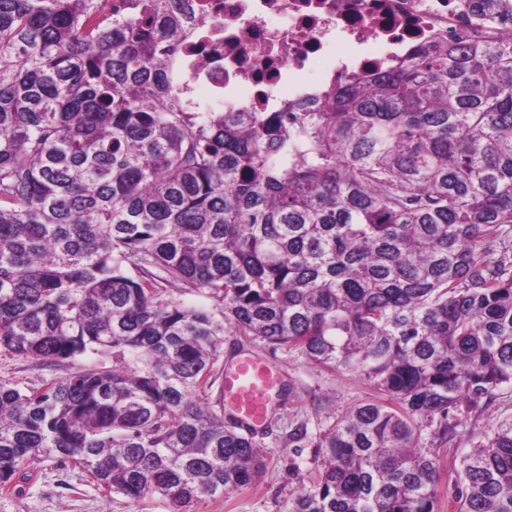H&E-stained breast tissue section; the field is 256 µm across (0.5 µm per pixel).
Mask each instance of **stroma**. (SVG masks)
Returning <instances> with one entry per match:
<instances>
[{
  "label": "stroma",
  "mask_w": 512,
  "mask_h": 512,
  "mask_svg": "<svg viewBox=\"0 0 512 512\" xmlns=\"http://www.w3.org/2000/svg\"><path fill=\"white\" fill-rule=\"evenodd\" d=\"M246 354L268 360L281 371L288 391L274 406L271 424L257 441L266 467L256 487L223 497H204L193 512H283L284 503L322 467L312 446L331 423L332 413H345L364 400L378 398L379 392L364 374L344 368L316 367L296 351L275 349L257 340L225 337L224 357ZM65 370L46 369L37 361L0 352V383L21 388L40 387L50 378H64ZM512 418V389L499 392L492 403L461 407L451 440L426 428L421 448L437 462V512H455L456 500L464 488L460 460L481 436L494 433L499 424ZM306 424L308 437L295 442L291 431ZM29 478L21 492L0 490V512H169L167 503L150 496L133 503L123 496H104L84 473L53 459L36 461L28 467Z\"/></svg>",
  "instance_id": "1"
}]
</instances>
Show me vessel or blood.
Segmentation results:
<instances>
[{
  "label": "vessel or blood",
  "mask_w": 512,
  "mask_h": 512,
  "mask_svg": "<svg viewBox=\"0 0 512 512\" xmlns=\"http://www.w3.org/2000/svg\"><path fill=\"white\" fill-rule=\"evenodd\" d=\"M280 385V375L272 363L252 357L238 358L224 368V409L239 421L244 432H253L266 423Z\"/></svg>",
  "instance_id": "b4317fda"
}]
</instances>
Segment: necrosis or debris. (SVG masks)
Returning a JSON list of instances; mask_svg holds the SVG:
<instances>
[{"mask_svg":"<svg viewBox=\"0 0 512 512\" xmlns=\"http://www.w3.org/2000/svg\"><path fill=\"white\" fill-rule=\"evenodd\" d=\"M194 35L177 54L189 83L227 112H280L352 79H369L431 44L512 36V22L472 15L467 0H192ZM346 48L328 77L304 76L329 48Z\"/></svg>","mask_w":512,"mask_h":512,"instance_id":"4bbe7bcc","label":"necrosis or debris"}]
</instances>
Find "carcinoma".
<instances>
[{
  "label": "carcinoma",
  "instance_id": "obj_1",
  "mask_svg": "<svg viewBox=\"0 0 512 512\" xmlns=\"http://www.w3.org/2000/svg\"><path fill=\"white\" fill-rule=\"evenodd\" d=\"M191 19L0 0V351L68 369L0 383V488L43 457L171 512L255 486L254 434L202 397L229 334L383 394L334 417L285 512H435L423 424L512 388V38L416 50L313 110L196 112ZM461 474L458 512H512V423ZM162 287H165L161 289L165 298H173L186 306L208 310L215 313L217 317L221 316V303L205 289L182 288L178 284L166 283H162Z\"/></svg>",
  "mask_w": 512,
  "mask_h": 512
}]
</instances>
